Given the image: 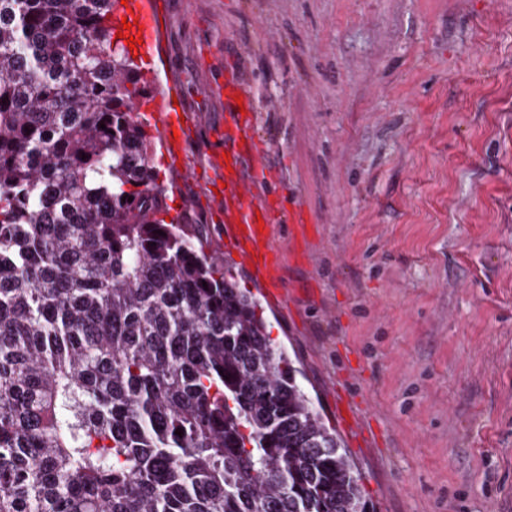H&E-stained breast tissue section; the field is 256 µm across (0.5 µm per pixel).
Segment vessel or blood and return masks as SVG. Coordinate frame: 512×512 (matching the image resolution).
Here are the masks:
<instances>
[{
    "label": "vessel or blood",
    "instance_id": "vessel-or-blood-1",
    "mask_svg": "<svg viewBox=\"0 0 512 512\" xmlns=\"http://www.w3.org/2000/svg\"><path fill=\"white\" fill-rule=\"evenodd\" d=\"M133 23L129 33L141 36L142 43L136 57L150 55L156 45L157 18L151 0H128L112 13V28L120 30L122 20ZM220 93L229 112V123L224 135L211 143L207 153L216 168L224 174V223L230 242L242 251L245 260L266 277L275 278L281 273L285 257L270 244L269 230L279 217L278 203L270 200H248V176L242 163L255 155L258 144L250 132L251 117L241 114L237 98L246 97L247 91L238 78L230 76L224 81Z\"/></svg>",
    "mask_w": 512,
    "mask_h": 512
}]
</instances>
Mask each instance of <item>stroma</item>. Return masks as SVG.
Returning <instances> with one entry per match:
<instances>
[{
    "label": "stroma",
    "instance_id": "obj_1",
    "mask_svg": "<svg viewBox=\"0 0 512 512\" xmlns=\"http://www.w3.org/2000/svg\"><path fill=\"white\" fill-rule=\"evenodd\" d=\"M147 80L190 132L152 164L171 223L257 299L370 512H512V0H159ZM312 232L283 287L227 244L205 148L227 72Z\"/></svg>",
    "mask_w": 512,
    "mask_h": 512
}]
</instances>
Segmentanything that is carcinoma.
<instances>
[{
  "instance_id": "cac0c4a2",
  "label": "carcinoma",
  "mask_w": 512,
  "mask_h": 512,
  "mask_svg": "<svg viewBox=\"0 0 512 512\" xmlns=\"http://www.w3.org/2000/svg\"><path fill=\"white\" fill-rule=\"evenodd\" d=\"M116 2L0 0V512H367L252 294L156 218Z\"/></svg>"
}]
</instances>
